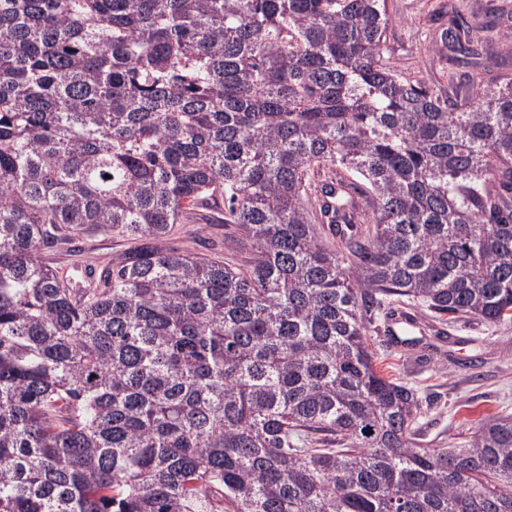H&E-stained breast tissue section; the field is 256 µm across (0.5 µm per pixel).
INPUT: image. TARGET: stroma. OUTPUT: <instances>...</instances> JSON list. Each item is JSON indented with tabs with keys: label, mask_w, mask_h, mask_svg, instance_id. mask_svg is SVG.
<instances>
[{
	"label": "stroma",
	"mask_w": 512,
	"mask_h": 512,
	"mask_svg": "<svg viewBox=\"0 0 512 512\" xmlns=\"http://www.w3.org/2000/svg\"><path fill=\"white\" fill-rule=\"evenodd\" d=\"M504 0H388L395 22L387 33L394 62L423 79L440 94L448 83L440 70L448 51L439 33L457 10H484ZM129 241L92 235L80 239L74 250L61 252L57 261L72 273L95 266L99 257L128 249ZM397 300L374 309L368 342L378 370L391 380L414 388L420 409L415 429L428 448L461 442L480 423L496 415H512V324L439 320L421 303L407 302L422 322L421 330L407 337L385 333L387 315Z\"/></svg>",
	"instance_id": "1"
}]
</instances>
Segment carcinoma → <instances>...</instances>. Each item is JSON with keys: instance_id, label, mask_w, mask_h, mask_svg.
I'll return each instance as SVG.
<instances>
[{"instance_id": "1", "label": "carcinoma", "mask_w": 512, "mask_h": 512, "mask_svg": "<svg viewBox=\"0 0 512 512\" xmlns=\"http://www.w3.org/2000/svg\"><path fill=\"white\" fill-rule=\"evenodd\" d=\"M387 0H0V512H512V416L448 448L375 368L407 298L512 322V77L444 99ZM224 202L242 259L167 246ZM138 250L77 279L83 236Z\"/></svg>"}]
</instances>
